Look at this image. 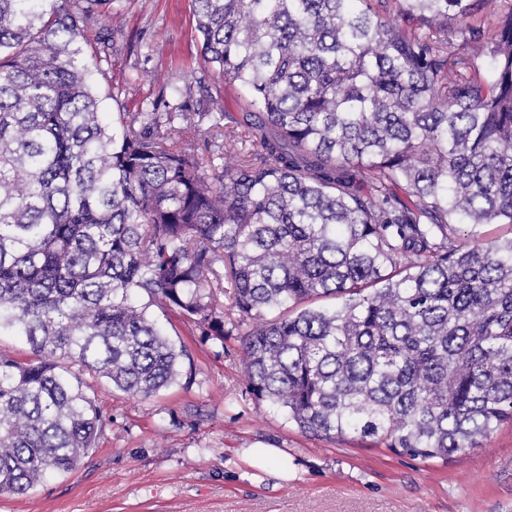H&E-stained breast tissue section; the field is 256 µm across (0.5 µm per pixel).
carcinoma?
I'll list each match as a JSON object with an SVG mask.
<instances>
[{
	"instance_id": "obj_1",
	"label": "carcinoma",
	"mask_w": 512,
	"mask_h": 512,
	"mask_svg": "<svg viewBox=\"0 0 512 512\" xmlns=\"http://www.w3.org/2000/svg\"><path fill=\"white\" fill-rule=\"evenodd\" d=\"M388 2L193 0L246 112L116 126L82 45L112 0H0V332L30 349L0 351V493L95 448L82 375L177 383L156 309L241 334L252 398L305 435L446 463L512 423V0Z\"/></svg>"
}]
</instances>
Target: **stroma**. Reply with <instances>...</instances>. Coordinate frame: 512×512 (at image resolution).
Listing matches in <instances>:
<instances>
[{
    "mask_svg": "<svg viewBox=\"0 0 512 512\" xmlns=\"http://www.w3.org/2000/svg\"><path fill=\"white\" fill-rule=\"evenodd\" d=\"M116 19L85 29L93 84L107 112L176 102L192 82L190 111L207 93L227 117L247 107L238 86L206 62L192 0H115ZM192 371L140 399L91 381L107 425L71 474L25 495L0 493V512H512V425L449 462L424 461L352 440L300 433L283 412L255 402L240 337L202 344L174 311Z\"/></svg>",
    "mask_w": 512,
    "mask_h": 512,
    "instance_id": "obj_1",
    "label": "stroma"
}]
</instances>
